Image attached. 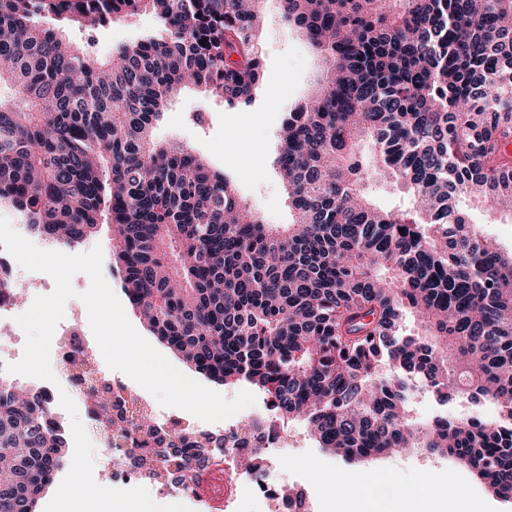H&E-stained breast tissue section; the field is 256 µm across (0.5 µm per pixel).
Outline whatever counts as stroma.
I'll return each mask as SVG.
<instances>
[{
	"label": "stroma",
	"mask_w": 512,
	"mask_h": 512,
	"mask_svg": "<svg viewBox=\"0 0 512 512\" xmlns=\"http://www.w3.org/2000/svg\"><path fill=\"white\" fill-rule=\"evenodd\" d=\"M261 41L264 84L255 101L234 109L219 99L195 89L183 90L165 110L154 136L162 143L179 142L199 154L236 184L244 203L269 224L292 220L288 196L274 165L280 149L279 130L285 115L314 87L320 61L317 54L284 24L276 0H267ZM161 32L158 20L148 12L125 17L95 29L66 30L65 35L91 55L103 57L112 47ZM473 223L512 252V214L469 205ZM412 414L425 420L448 412H475L487 420L498 418L495 405L476 406L460 398L440 403L428 391H415ZM287 448L274 460L277 476L290 479L309 498L312 512H363L361 502L333 499L329 487L339 477H350L361 469L393 473L399 491L405 492L421 478L447 481L456 475L459 498L452 503L427 504L413 501L414 512H512V500L490 492L469 469L449 456L413 450L398 456H378L366 464L348 463L319 448L304 423L287 425Z\"/></svg>",
	"instance_id": "35a3bbf8"
}]
</instances>
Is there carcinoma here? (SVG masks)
Segmentation results:
<instances>
[{
  "label": "carcinoma",
  "instance_id": "1",
  "mask_svg": "<svg viewBox=\"0 0 512 512\" xmlns=\"http://www.w3.org/2000/svg\"><path fill=\"white\" fill-rule=\"evenodd\" d=\"M264 2L0 0V82L16 91L0 98V205L50 246L112 225V269L144 326L213 381L257 388L320 447L348 459L423 448L511 500L512 253L459 201L512 210V0H279L325 63L281 126L282 227L202 155L153 135L185 88L253 101ZM141 11L161 36L103 60L62 34ZM381 171L408 208L371 204L364 187ZM409 314L424 336L402 334ZM413 388L501 415L420 423ZM136 401L117 398L115 467H144L121 445H149L178 482L208 466L201 449L224 447L128 417ZM67 463L41 389L0 371V512H37Z\"/></svg>",
  "mask_w": 512,
  "mask_h": 512
}]
</instances>
